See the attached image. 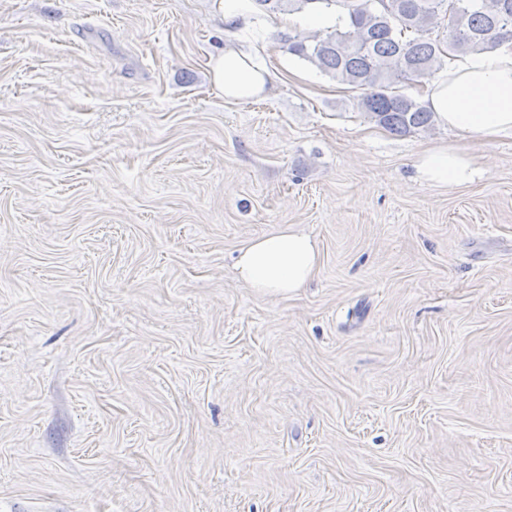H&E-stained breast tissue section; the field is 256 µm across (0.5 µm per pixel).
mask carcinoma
<instances>
[{"mask_svg":"<svg viewBox=\"0 0 512 512\" xmlns=\"http://www.w3.org/2000/svg\"><path fill=\"white\" fill-rule=\"evenodd\" d=\"M257 16L334 13L310 35H280L288 53L362 91L361 111L392 134L427 128L433 113L397 89L417 85L461 55L512 40V0H252Z\"/></svg>","mask_w":512,"mask_h":512,"instance_id":"1","label":"carcinoma"}]
</instances>
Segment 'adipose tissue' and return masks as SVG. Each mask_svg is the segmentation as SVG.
Wrapping results in <instances>:
<instances>
[{
    "label": "adipose tissue",
    "instance_id": "1",
    "mask_svg": "<svg viewBox=\"0 0 512 512\" xmlns=\"http://www.w3.org/2000/svg\"><path fill=\"white\" fill-rule=\"evenodd\" d=\"M209 74L214 88L231 101L258 96L275 79L236 40L225 43L223 54L210 60ZM423 103L442 126L469 143L512 135V43L494 54H472L449 64L426 89ZM414 167L421 182L437 188L470 184L479 172L472 153L448 145L424 148ZM320 266L316 240L290 229L249 240L236 260L237 275L247 287L278 295L304 288Z\"/></svg>",
    "mask_w": 512,
    "mask_h": 512
}]
</instances>
